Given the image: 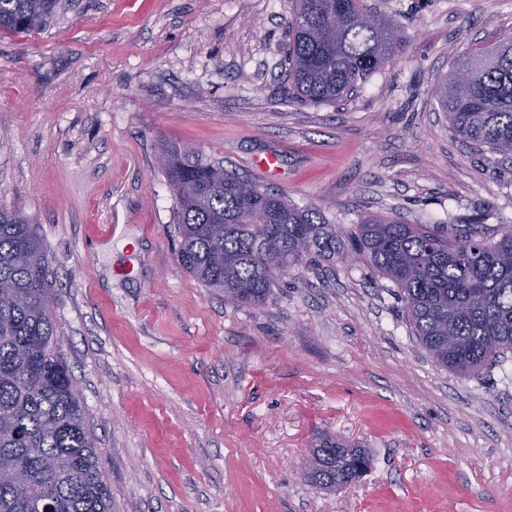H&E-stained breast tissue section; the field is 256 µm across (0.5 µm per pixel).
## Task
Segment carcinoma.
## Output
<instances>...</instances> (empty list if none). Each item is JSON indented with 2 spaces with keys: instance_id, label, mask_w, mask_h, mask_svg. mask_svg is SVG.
<instances>
[{
  "instance_id": "cac0c4a2",
  "label": "carcinoma",
  "mask_w": 512,
  "mask_h": 512,
  "mask_svg": "<svg viewBox=\"0 0 512 512\" xmlns=\"http://www.w3.org/2000/svg\"><path fill=\"white\" fill-rule=\"evenodd\" d=\"M59 0H0V32L32 33ZM372 18L369 25L362 18ZM289 99L339 102L404 50L389 15L364 0H294ZM450 132L512 155V39L466 51L435 90ZM178 261L234 306L259 307L283 275L350 255L397 288L439 365L470 375L512 352V226L409 224L365 215L343 246L334 225L189 145L163 143ZM48 257L34 225L0 209V512H112V492L61 353ZM305 476L331 490L360 477V448L323 436Z\"/></svg>"
}]
</instances>
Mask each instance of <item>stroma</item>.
<instances>
[{
  "mask_svg": "<svg viewBox=\"0 0 512 512\" xmlns=\"http://www.w3.org/2000/svg\"><path fill=\"white\" fill-rule=\"evenodd\" d=\"M364 2L406 50L336 103L288 99L292 0H60L43 30L0 34V207L48 255L115 512H512V354L440 367L360 262L285 275L251 308L177 258L162 141L342 240L368 213L512 225V158L463 145L433 96L462 52L512 37V0ZM325 433L370 458L332 492L302 469Z\"/></svg>",
  "mask_w": 512,
  "mask_h": 512,
  "instance_id": "35a3bbf8",
  "label": "stroma"
}]
</instances>
